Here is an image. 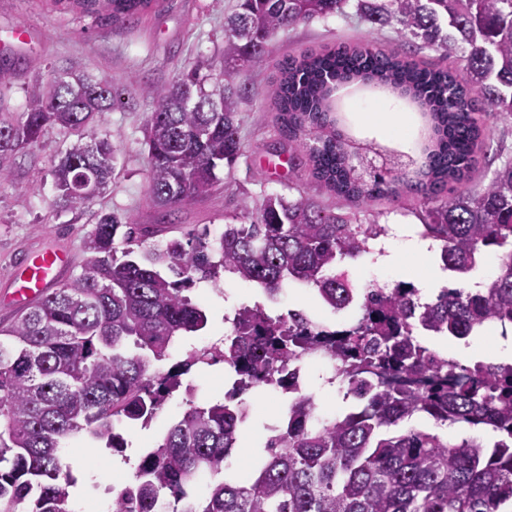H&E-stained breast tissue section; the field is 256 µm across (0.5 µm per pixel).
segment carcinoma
Instances as JSON below:
<instances>
[{"mask_svg":"<svg viewBox=\"0 0 512 512\" xmlns=\"http://www.w3.org/2000/svg\"><path fill=\"white\" fill-rule=\"evenodd\" d=\"M86 12L105 4L112 17L133 18L153 0H74ZM349 0H238L224 23V84L204 89L197 71L155 88L145 127L149 192L156 205L195 202L217 183V170L242 153L238 114L248 96L240 71L258 63L281 30L316 17L342 14ZM357 14L394 28L417 49L462 52V68H430L408 53L353 45L307 53L285 62L271 93L281 131L307 152L315 179L354 207L344 211L312 198L270 194L259 211L209 242L190 233L146 246L138 228L114 213L98 216L88 233L81 271L22 318L0 328V512H75L60 449L87 436L114 452L127 448L122 430L147 427L181 377L197 364L176 362L158 374L150 360L169 357L176 339L208 324L191 292L221 274L273 297L291 284L312 288L333 312L357 308L353 325L321 341L326 325L302 311L272 317L242 306L232 336L216 359L237 371L236 395L276 385L288 395L284 418L269 432L266 456L247 478L225 476L240 447L242 405L228 400L189 403L116 491L111 512H503L512 504V362L472 365L425 345L424 336L458 340L512 325V161L477 191H451L469 180L488 129L487 111L512 115V0H356ZM361 80L410 96L430 126L420 164L365 180L350 155L353 140L336 127L337 83ZM220 111H209L211 100ZM121 104L112 85L55 76L24 111L0 113V182L9 163L60 126L76 140L50 171L64 207L91 203L116 170L117 149L99 131L102 115ZM418 196L422 236L440 242L442 269L461 280L485 256L499 259L479 288H443L422 301L412 283L358 291L344 263L368 252L384 233L357 214L384 197ZM128 248L117 255L121 228ZM137 245L135 252L131 245ZM350 359L349 395L340 416H317L311 393L298 391L289 368L308 352ZM375 369L437 380L414 391L374 386ZM462 426L447 435L416 427ZM206 480L201 494L191 493Z\"/></svg>","mask_w":512,"mask_h":512,"instance_id":"1","label":"carcinoma"}]
</instances>
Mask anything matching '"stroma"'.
Instances as JSON below:
<instances>
[{
	"instance_id": "stroma-1",
	"label": "stroma",
	"mask_w": 512,
	"mask_h": 512,
	"mask_svg": "<svg viewBox=\"0 0 512 512\" xmlns=\"http://www.w3.org/2000/svg\"><path fill=\"white\" fill-rule=\"evenodd\" d=\"M236 5V0H155L136 20L128 22L112 20L107 14L85 16L54 0H0V34L9 35L19 27L27 32L25 44L8 53L0 52V62L8 64L12 72L11 88L1 109L23 111L40 81L53 73L106 81L122 98L120 106L105 113L101 126L102 133L119 147L116 172L91 204L72 208L55 204L50 170L60 152L74 140L73 134L61 128L51 129L40 144L17 154L9 178L0 183V326L25 313L24 308L6 300L23 259L47 244L63 247L74 257L71 275H78L86 237L97 214L115 213L135 224L157 226L158 232L150 241L162 244L189 231L218 238L225 225L234 223L244 210L255 209L271 193L332 203V196L313 177L307 157L281 133L270 93L288 58L358 43L386 51L398 49L391 27L365 22L351 9L279 33L262 61L241 74V81L253 90L251 99L240 106L243 151L232 167L218 170L219 182L206 196L170 212L156 206L150 197L143 135L145 120L155 108L150 91L170 84L180 72L193 67L204 74L219 73L224 66V18ZM336 94L340 125L352 137L417 155L423 124L419 113L404 100L353 85L339 87ZM392 110L405 120L404 131L397 136L387 130V114ZM478 118L491 135L477 153L478 172L471 184L475 190L488 182L497 155L512 158V117L482 112ZM346 267L362 288L374 281L392 285L413 279L406 267L394 270L382 266L370 253L347 261ZM192 296L208 311L207 327L203 333L179 339L170 350L169 360L152 362L153 370H166L170 362L182 360L186 350L197 347L203 336L224 335L225 315L243 305L261 304L273 317L291 309L302 310L330 327L347 319L346 314L324 307L306 286L294 285L270 298L228 275L215 285L199 284ZM428 345L444 355H461L466 362L500 359L499 339L494 335L470 337L469 351L463 355L458 352L461 342L457 339H432ZM182 383V389L170 396L148 427L129 432L124 455L96 449L84 438L71 441L65 449L62 464L72 467L79 479L70 494L86 512H108L96 485L129 483L133 461L162 437L188 402L204 404L223 397L224 367L195 366L183 376ZM242 400L249 414L246 428L255 433L262 432L264 424L280 419L288 404L286 396L270 387L246 393Z\"/></svg>"
}]
</instances>
